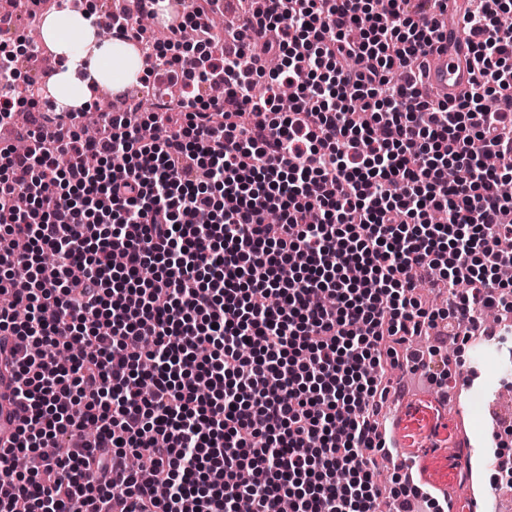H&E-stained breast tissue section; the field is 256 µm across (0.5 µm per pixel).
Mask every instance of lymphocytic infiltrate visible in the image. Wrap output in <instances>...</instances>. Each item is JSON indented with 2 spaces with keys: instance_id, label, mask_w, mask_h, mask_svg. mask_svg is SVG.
<instances>
[{
  "instance_id": "1",
  "label": "lymphocytic infiltrate",
  "mask_w": 512,
  "mask_h": 512,
  "mask_svg": "<svg viewBox=\"0 0 512 512\" xmlns=\"http://www.w3.org/2000/svg\"><path fill=\"white\" fill-rule=\"evenodd\" d=\"M479 2L454 102L417 88L440 32L405 0H264L211 72L176 52L209 30L216 0H198L143 43L192 96L105 117L94 140L73 112L0 146V352L13 339L24 413L0 447V512H235L243 496L380 512L362 451L398 347L428 321L512 312V22ZM15 64L1 39L0 128L42 100L34 79L17 95ZM173 113L165 139L140 138ZM421 283L448 290L446 311L423 308Z\"/></svg>"
}]
</instances>
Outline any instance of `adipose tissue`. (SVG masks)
Here are the masks:
<instances>
[{"label":"adipose tissue","instance_id":"adipose-tissue-1","mask_svg":"<svg viewBox=\"0 0 512 512\" xmlns=\"http://www.w3.org/2000/svg\"><path fill=\"white\" fill-rule=\"evenodd\" d=\"M44 35L66 59L64 70L57 72L49 84L53 97L66 107H83L94 84L122 90L143 66L133 47L118 42L97 43L95 27L87 15L58 12L47 19Z\"/></svg>","mask_w":512,"mask_h":512}]
</instances>
